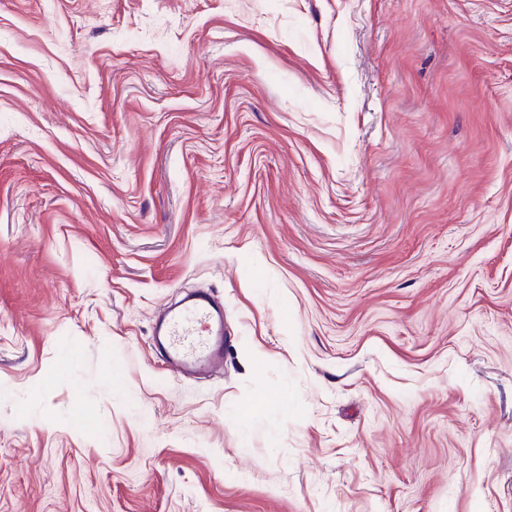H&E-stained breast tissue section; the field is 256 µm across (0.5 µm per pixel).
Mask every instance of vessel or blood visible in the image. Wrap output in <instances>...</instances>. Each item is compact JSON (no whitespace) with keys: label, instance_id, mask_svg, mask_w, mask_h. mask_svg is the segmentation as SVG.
I'll return each instance as SVG.
<instances>
[{"label":"vessel or blood","instance_id":"vessel-or-blood-1","mask_svg":"<svg viewBox=\"0 0 512 512\" xmlns=\"http://www.w3.org/2000/svg\"><path fill=\"white\" fill-rule=\"evenodd\" d=\"M154 332L174 368L223 371V318L207 295H195L171 309L156 323Z\"/></svg>","mask_w":512,"mask_h":512}]
</instances>
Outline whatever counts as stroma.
Returning <instances> with one entry per match:
<instances>
[{"label": "stroma", "instance_id": "1", "mask_svg": "<svg viewBox=\"0 0 512 512\" xmlns=\"http://www.w3.org/2000/svg\"><path fill=\"white\" fill-rule=\"evenodd\" d=\"M0 512H512V0H0ZM156 343L176 369L224 370V327L210 298L197 294L171 309L154 328Z\"/></svg>", "mask_w": 512, "mask_h": 512}]
</instances>
